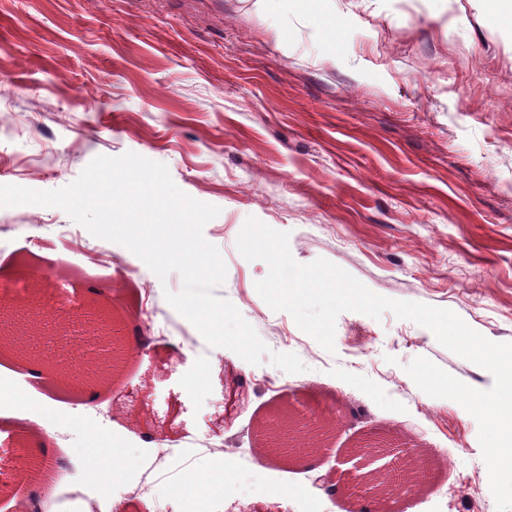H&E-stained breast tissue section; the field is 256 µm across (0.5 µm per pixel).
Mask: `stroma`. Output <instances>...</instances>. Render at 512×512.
<instances>
[{
	"mask_svg": "<svg viewBox=\"0 0 512 512\" xmlns=\"http://www.w3.org/2000/svg\"><path fill=\"white\" fill-rule=\"evenodd\" d=\"M253 3L0 0V185L59 189L99 155L165 164L181 191L220 209L203 229L226 265L216 296L305 372L209 347L165 298L179 273L159 279L132 252L73 271L63 210L0 208V284L13 288L0 329L25 326L31 356L62 357L58 306L96 292L121 336L150 339L145 354L122 349L77 422L74 399L21 380L22 359L0 340V388L23 397L0 404V455L17 460L26 418L70 450L72 483L87 477L93 430L121 443L128 484L142 457L170 448L156 483L113 497L110 512H186L189 438L224 443L227 480L208 512H496L476 420L406 367L424 357L477 390L492 374L390 312L341 313L326 351L259 296L268 266L237 239L256 218L288 233L298 263L326 259L375 294L450 309L512 342V27L500 0ZM284 400L336 423L312 465L251 452ZM365 442L370 454L353 457ZM411 462L423 480L403 482ZM376 470L398 477L396 494L347 495ZM327 473L336 492L313 485Z\"/></svg>",
	"mask_w": 512,
	"mask_h": 512,
	"instance_id": "35a3bbf8",
	"label": "stroma"
}]
</instances>
